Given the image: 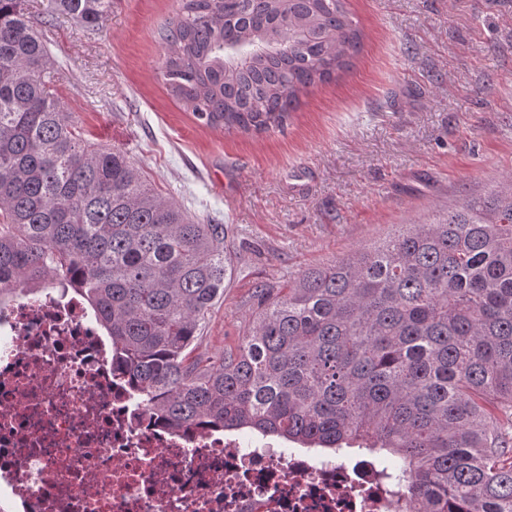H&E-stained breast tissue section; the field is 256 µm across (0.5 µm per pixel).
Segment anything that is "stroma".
Masks as SVG:
<instances>
[{"mask_svg": "<svg viewBox=\"0 0 512 512\" xmlns=\"http://www.w3.org/2000/svg\"><path fill=\"white\" fill-rule=\"evenodd\" d=\"M180 0H112L99 26H40L78 129L157 193L227 228L235 267L196 353L236 345L302 271L349 257L512 179V0H347L349 68L262 134L205 126L169 94L158 31Z\"/></svg>", "mask_w": 512, "mask_h": 512, "instance_id": "stroma-1", "label": "stroma"}]
</instances>
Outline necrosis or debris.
Listing matches in <instances>:
<instances>
[{
    "mask_svg": "<svg viewBox=\"0 0 512 512\" xmlns=\"http://www.w3.org/2000/svg\"><path fill=\"white\" fill-rule=\"evenodd\" d=\"M379 471L133 417L79 301L0 309V499L22 512H403Z\"/></svg>",
    "mask_w": 512,
    "mask_h": 512,
    "instance_id": "obj_1",
    "label": "necrosis or debris"
}]
</instances>
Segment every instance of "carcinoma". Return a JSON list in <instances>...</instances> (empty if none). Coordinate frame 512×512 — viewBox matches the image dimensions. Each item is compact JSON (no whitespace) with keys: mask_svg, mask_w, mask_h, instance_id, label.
Returning <instances> with one entry per match:
<instances>
[{"mask_svg":"<svg viewBox=\"0 0 512 512\" xmlns=\"http://www.w3.org/2000/svg\"><path fill=\"white\" fill-rule=\"evenodd\" d=\"M98 25L112 0H48ZM24 0H0V307L50 288L93 312L136 409L381 464L403 508L512 512V180L264 297L235 347L194 355L224 298L226 228L189 219L86 138ZM169 93L213 128H281L362 32L345 0H182Z\"/></svg>","mask_w":512,"mask_h":512,"instance_id":"obj_1","label":"carcinoma"}]
</instances>
